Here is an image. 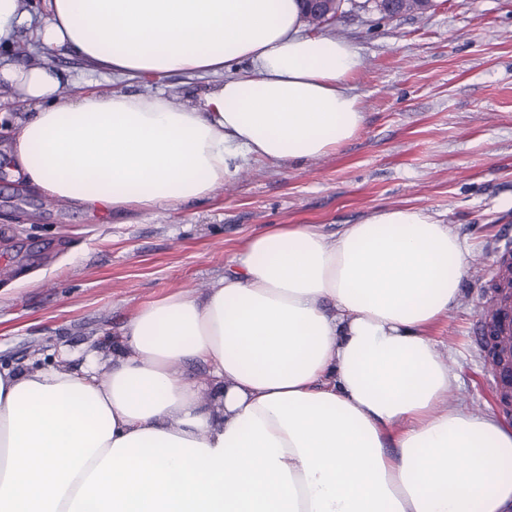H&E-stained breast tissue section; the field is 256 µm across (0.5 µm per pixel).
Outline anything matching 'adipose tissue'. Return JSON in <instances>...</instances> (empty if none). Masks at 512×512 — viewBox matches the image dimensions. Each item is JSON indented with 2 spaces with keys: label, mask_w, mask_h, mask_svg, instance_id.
<instances>
[{
  "label": "adipose tissue",
  "mask_w": 512,
  "mask_h": 512,
  "mask_svg": "<svg viewBox=\"0 0 512 512\" xmlns=\"http://www.w3.org/2000/svg\"><path fill=\"white\" fill-rule=\"evenodd\" d=\"M45 2L37 44L90 71L223 77L177 104L65 95L62 74L0 64L32 108L11 127L15 175L103 223L328 155L363 126L356 46L303 33L299 0ZM469 254L411 207L334 236L277 224L210 287L139 306L109 357L0 369V512H512V426L449 401L431 335Z\"/></svg>",
  "instance_id": "obj_1"
}]
</instances>
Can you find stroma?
I'll return each mask as SVG.
<instances>
[{
    "instance_id": "35a3bbf8",
    "label": "stroma",
    "mask_w": 512,
    "mask_h": 512,
    "mask_svg": "<svg viewBox=\"0 0 512 512\" xmlns=\"http://www.w3.org/2000/svg\"><path fill=\"white\" fill-rule=\"evenodd\" d=\"M34 11L18 32L28 55L71 75L63 91L149 92L194 102L213 75L161 81L89 74L62 51L34 45ZM328 35L353 43L362 66L350 82L365 110L358 135L334 153L289 165L258 163L211 198L101 223L71 202H49L5 173L0 136V365L17 370L61 359L77 368L111 351L143 302L222 277L237 245L271 224H311L327 235L378 207L412 206L448 224L471 247L456 306L432 331L453 353L455 397L496 409L470 327L488 291L479 265L501 226L512 225V0H436L425 14L338 15Z\"/></svg>"
}]
</instances>
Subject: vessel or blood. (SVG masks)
Wrapping results in <instances>:
<instances>
[{
	"label": "vessel or blood",
	"mask_w": 512,
	"mask_h": 512,
	"mask_svg": "<svg viewBox=\"0 0 512 512\" xmlns=\"http://www.w3.org/2000/svg\"><path fill=\"white\" fill-rule=\"evenodd\" d=\"M490 295L473 324L478 352L502 410L512 409V244L496 243Z\"/></svg>",
	"instance_id": "obj_1"
}]
</instances>
